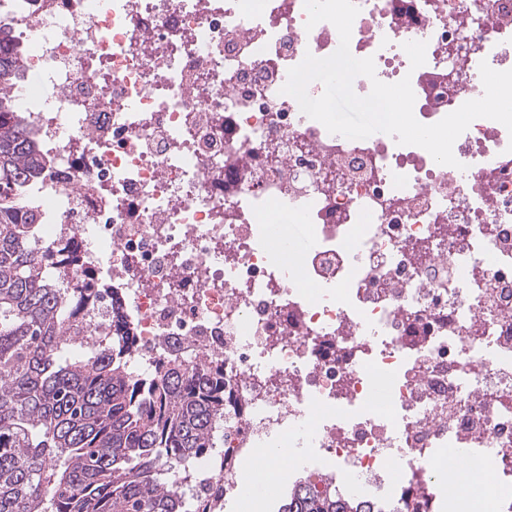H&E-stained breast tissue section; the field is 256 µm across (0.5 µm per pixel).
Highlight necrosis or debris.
I'll return each mask as SVG.
<instances>
[{
  "label": "necrosis or debris",
  "mask_w": 512,
  "mask_h": 512,
  "mask_svg": "<svg viewBox=\"0 0 512 512\" xmlns=\"http://www.w3.org/2000/svg\"><path fill=\"white\" fill-rule=\"evenodd\" d=\"M354 2L351 54L410 78L420 123L482 97L480 63L512 70V0ZM307 19L305 0H0L43 160L34 239L74 248L66 279L100 284L96 320L121 309L136 370L223 364L193 506L237 502L241 460L285 448L289 485L346 512H439L446 455L512 512V134L474 120L452 167L329 133L281 92L339 47ZM274 212L308 229L293 261Z\"/></svg>",
  "instance_id": "4bbe7bcc"
}]
</instances>
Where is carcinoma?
<instances>
[{
    "instance_id": "obj_1",
    "label": "carcinoma",
    "mask_w": 512,
    "mask_h": 512,
    "mask_svg": "<svg viewBox=\"0 0 512 512\" xmlns=\"http://www.w3.org/2000/svg\"><path fill=\"white\" fill-rule=\"evenodd\" d=\"M7 44L0 35V512H191L178 488L217 445L224 368L195 374L167 353L137 372L120 319L88 330L92 280L57 287L76 254L32 243L38 213L17 210L41 160L12 119ZM278 512L341 510L299 486Z\"/></svg>"
}]
</instances>
